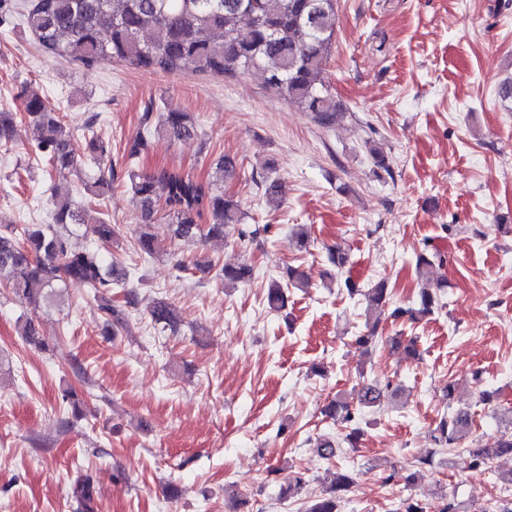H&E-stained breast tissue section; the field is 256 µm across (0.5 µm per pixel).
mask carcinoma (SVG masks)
Listing matches in <instances>:
<instances>
[{"label": "carcinoma", "mask_w": 512, "mask_h": 512, "mask_svg": "<svg viewBox=\"0 0 512 512\" xmlns=\"http://www.w3.org/2000/svg\"><path fill=\"white\" fill-rule=\"evenodd\" d=\"M21 9L29 30L42 47L71 62L82 65L120 62L143 71L177 74L192 71L207 76L236 77L258 73L266 87L278 98L299 105L324 122L333 121L336 101L324 73L331 55L336 31V0H0V24ZM25 117L40 133L37 149L47 156L52 170L62 173L77 168L71 149L73 130L49 101L34 90L23 88L17 95ZM160 128L175 140L196 136V127L185 112L162 115ZM82 136L88 164L98 171L97 196L112 190V158L108 141L94 129L84 126ZM14 113L0 111V145L16 141ZM215 178L203 182L178 170L161 169L147 174L126 170L133 197L140 212L137 250L149 257L167 253L177 241L222 239L226 228L238 227L242 238L260 230L242 224V215L233 196L224 193V182L236 177V164L228 157L214 163ZM165 198L168 211L167 237L154 232L155 203ZM51 224H25L19 230L0 229V285L31 311L55 295V290L78 282L94 290L98 319L114 335L125 326L121 310L107 295L124 283L126 272L99 252L73 247V227L88 224L87 210L67 197H52ZM211 222L201 224L203 214ZM104 246L116 242L118 232L110 220L98 218L85 229ZM443 262L439 250L425 244L416 255L415 268L425 284L414 307H396L391 316L419 321L434 313L437 294L429 285L434 281L435 262ZM224 287H235L253 278L248 262L220 269ZM342 288L349 296L365 299L367 307L380 310L390 302L387 282L380 280L369 288L352 277ZM269 308L285 307V286L274 279L266 295ZM151 322L174 330L182 322L176 305L155 301L148 309ZM19 335L26 342L38 343V325L31 315L20 319ZM379 341L376 326L355 337L354 344L369 354ZM384 391L366 384L357 393V404L336 398L322 413L343 430L342 442L354 449L364 436L359 418L375 407ZM471 413L457 409L442 415L434 429L439 448H454L471 430ZM473 468H492L493 461L512 454V430L466 449ZM354 483L353 472L338 467L336 477L321 496L312 500L305 512H339L342 496ZM79 512H95L91 478L77 480L73 489ZM403 512H457L451 498L430 510L427 503L410 500Z\"/></svg>", "instance_id": "1"}]
</instances>
